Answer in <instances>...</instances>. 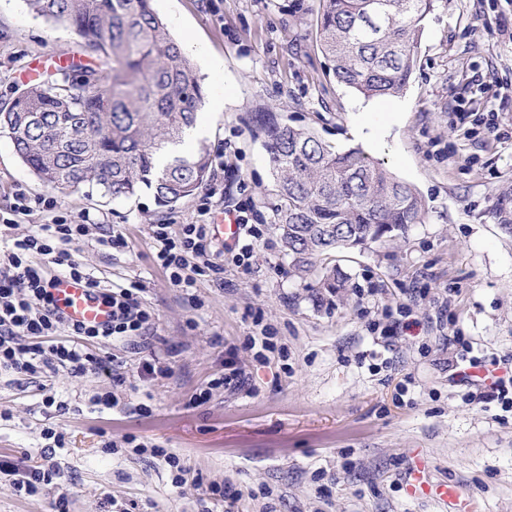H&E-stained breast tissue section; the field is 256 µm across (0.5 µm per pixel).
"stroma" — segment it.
<instances>
[{
  "label": "stroma",
  "instance_id": "1",
  "mask_svg": "<svg viewBox=\"0 0 512 512\" xmlns=\"http://www.w3.org/2000/svg\"><path fill=\"white\" fill-rule=\"evenodd\" d=\"M153 7L205 88L200 120L216 195L201 189L167 210L147 190L110 201L88 185L61 194L0 132V241L55 215L117 226L126 248L82 240L72 252L104 285L143 284L168 372L140 377V354L92 343L125 380L119 405L102 411L90 399L108 382L96 374L0 375V457H52L71 489L69 512H448L440 484L477 499L481 512H512V410L467 403L471 387L456 370L462 343L512 366V235L498 219L501 205L512 206V0H434L407 89L381 99L336 82L317 35L321 0ZM78 42L24 0H0V108ZM261 110L336 148H361L425 202L424 223L405 238L332 254L350 278L343 299L317 301L313 276L294 273L274 230L277 181L250 123ZM20 200L26 215L3 223ZM239 203L258 230L251 269L235 266L218 240L193 292L173 287L151 225L217 224ZM402 306L418 326L390 335ZM262 324L278 349L260 362L243 344ZM232 358L250 389H216L191 404ZM49 394L68 403L67 414L45 409ZM53 425L63 447L42 437ZM125 436L177 455L194 480L173 489L163 459L106 449ZM411 471L426 490L410 493ZM214 483L243 495L225 505Z\"/></svg>",
  "mask_w": 512,
  "mask_h": 512
}]
</instances>
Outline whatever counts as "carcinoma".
Returning a JSON list of instances; mask_svg holds the SVG:
<instances>
[{
	"label": "carcinoma",
	"mask_w": 512,
	"mask_h": 512,
	"mask_svg": "<svg viewBox=\"0 0 512 512\" xmlns=\"http://www.w3.org/2000/svg\"><path fill=\"white\" fill-rule=\"evenodd\" d=\"M26 2L46 21L74 29L104 64L72 59L0 109V130L31 173L61 193L95 185L108 200L147 189L167 209L194 195L208 181L210 152L202 143L187 155L172 148L195 125L205 94L152 0ZM323 2L317 30L336 81L366 98L401 94L434 0ZM252 127L277 179L276 230L299 272L310 274L313 260L337 249L403 236L424 222L417 190L361 149L337 150L274 112L254 113ZM347 282L326 266L314 288L332 294Z\"/></svg>",
	"instance_id": "1"
}]
</instances>
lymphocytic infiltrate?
I'll use <instances>...</instances> for the list:
<instances>
[{
	"instance_id": "lymphocytic-infiltrate-1",
	"label": "lymphocytic infiltrate",
	"mask_w": 512,
	"mask_h": 512,
	"mask_svg": "<svg viewBox=\"0 0 512 512\" xmlns=\"http://www.w3.org/2000/svg\"><path fill=\"white\" fill-rule=\"evenodd\" d=\"M151 232L160 244L157 263L168 272L171 284L195 287L210 268V225L185 224L174 233L168 225L155 224ZM89 234V225L70 224L55 216L0 249V372L27 380L58 367L75 375H106L107 360L90 352L89 342L111 339L140 350L150 348L155 314L140 296L141 285L106 287L73 255L72 244ZM63 277L84 282L109 304L111 321L92 326L65 318L54 295ZM0 473L12 476L15 489L29 496L54 490L55 512H67L69 488L53 466L1 459Z\"/></svg>"
}]
</instances>
